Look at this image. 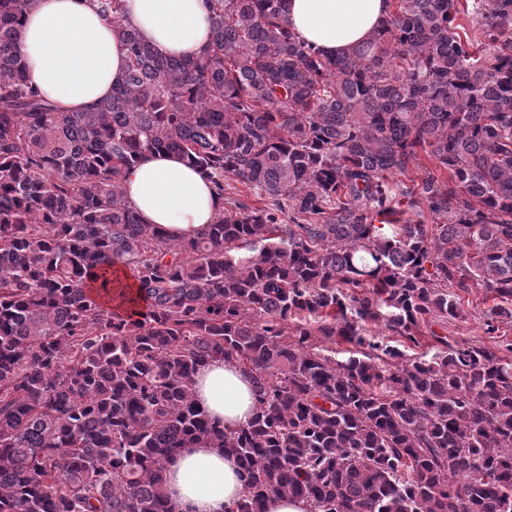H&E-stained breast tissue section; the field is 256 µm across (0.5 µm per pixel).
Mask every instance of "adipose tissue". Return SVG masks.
Listing matches in <instances>:
<instances>
[{
  "mask_svg": "<svg viewBox=\"0 0 512 512\" xmlns=\"http://www.w3.org/2000/svg\"><path fill=\"white\" fill-rule=\"evenodd\" d=\"M289 27L304 44L336 56L388 18L391 0H282ZM207 0H127L128 23L161 57H196L209 45ZM29 77L64 112H84L120 81L126 51L90 0H38L20 32ZM130 205L174 239L203 232L223 202L181 156L147 152L125 176ZM195 397L217 425L233 432L254 416L260 393L251 374L215 358L195 377ZM246 488L234 456L206 440L188 442L168 463L175 512H231Z\"/></svg>",
  "mask_w": 512,
  "mask_h": 512,
  "instance_id": "adipose-tissue-1",
  "label": "adipose tissue"
}]
</instances>
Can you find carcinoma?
I'll list each match as a JSON object with an SVG mask.
<instances>
[{
	"mask_svg": "<svg viewBox=\"0 0 512 512\" xmlns=\"http://www.w3.org/2000/svg\"><path fill=\"white\" fill-rule=\"evenodd\" d=\"M207 2L178 58L96 0L124 74L61 112L21 52L37 0H0V512H175L198 438L246 474L231 512H512V0H393L337 57L282 0ZM150 151L224 200L202 234L129 205ZM119 264L137 311L101 302ZM475 288L490 344L437 334ZM218 356L261 392L230 433L193 391Z\"/></svg>",
	"mask_w": 512,
	"mask_h": 512,
	"instance_id": "obj_1",
	"label": "carcinoma"
}]
</instances>
